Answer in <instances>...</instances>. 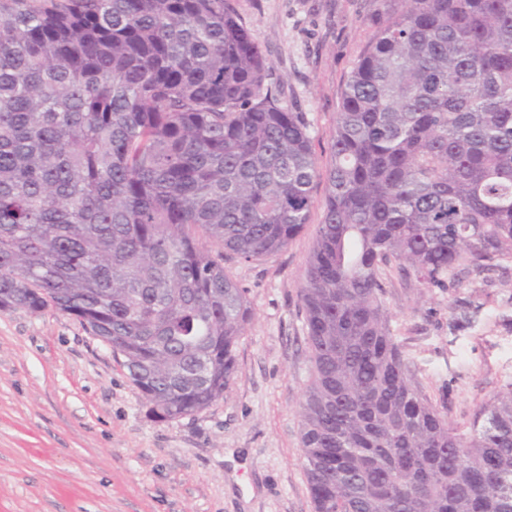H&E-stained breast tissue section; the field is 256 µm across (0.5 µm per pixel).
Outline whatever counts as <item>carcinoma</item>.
I'll return each mask as SVG.
<instances>
[{"instance_id": "cac0c4a2", "label": "carcinoma", "mask_w": 512, "mask_h": 512, "mask_svg": "<svg viewBox=\"0 0 512 512\" xmlns=\"http://www.w3.org/2000/svg\"><path fill=\"white\" fill-rule=\"evenodd\" d=\"M320 171L235 0H0V310L53 306L151 414L224 396L249 307L224 261L321 224L301 300L314 512H512V383L469 430L419 389L380 267L512 261V0H394Z\"/></svg>"}]
</instances>
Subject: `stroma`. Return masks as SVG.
I'll list each match as a JSON object with an SVG mask.
<instances>
[{"label":"stroma","instance_id":"1","mask_svg":"<svg viewBox=\"0 0 512 512\" xmlns=\"http://www.w3.org/2000/svg\"><path fill=\"white\" fill-rule=\"evenodd\" d=\"M282 102L305 113L320 164L341 92L388 0H238ZM266 258L226 262L250 318L222 399L159 421L109 347L47 307L0 310V512H314L298 403L312 373L300 289L320 223ZM393 336L423 393L466 430L512 382V263L422 285L383 268Z\"/></svg>","mask_w":512,"mask_h":512}]
</instances>
